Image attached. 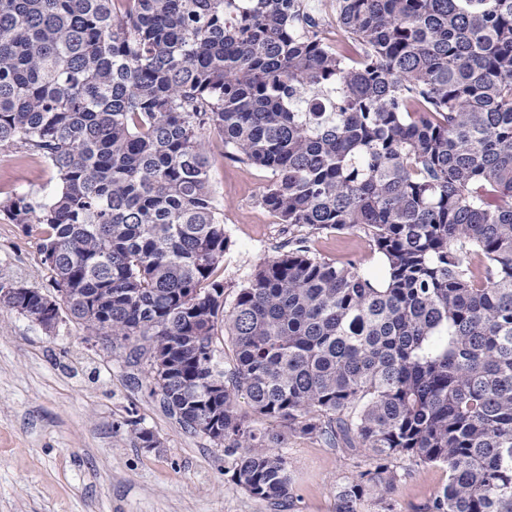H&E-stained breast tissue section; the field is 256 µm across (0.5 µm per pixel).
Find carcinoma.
Listing matches in <instances>:
<instances>
[{"mask_svg": "<svg viewBox=\"0 0 512 512\" xmlns=\"http://www.w3.org/2000/svg\"><path fill=\"white\" fill-rule=\"evenodd\" d=\"M115 2L0 0V148L60 179L0 212L45 226L55 297L146 357L254 499L293 501L283 449L301 436L365 457L335 512H399L405 458L448 469L424 512H512V0H336L348 41L331 47L304 0ZM206 130L271 174L259 203L280 223L358 229L381 269L301 237L226 306ZM4 288L56 328L52 296Z\"/></svg>", "mask_w": 512, "mask_h": 512, "instance_id": "carcinoma-1", "label": "carcinoma"}]
</instances>
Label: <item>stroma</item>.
I'll use <instances>...</instances> for the list:
<instances>
[{
  "label": "stroma",
  "mask_w": 512,
  "mask_h": 512,
  "mask_svg": "<svg viewBox=\"0 0 512 512\" xmlns=\"http://www.w3.org/2000/svg\"><path fill=\"white\" fill-rule=\"evenodd\" d=\"M208 140L211 185L231 240L218 269L230 304L259 261L293 233L268 223L258 203L269 172L225 158L217 135ZM59 186L41 156L0 150V200L47 197ZM41 238L40 228L26 231L0 215V283L51 293ZM308 241L322 258L379 269L358 230L314 233ZM148 369L128 350L87 336L68 312L48 332L0 304V512H273L225 475L223 448L167 414ZM133 420L159 447L131 438ZM286 455L297 496L289 512H334L336 483L363 463L307 437L292 438ZM447 481L443 467L410 466L396 491L401 512H422Z\"/></svg>",
  "instance_id": "stroma-1"
}]
</instances>
